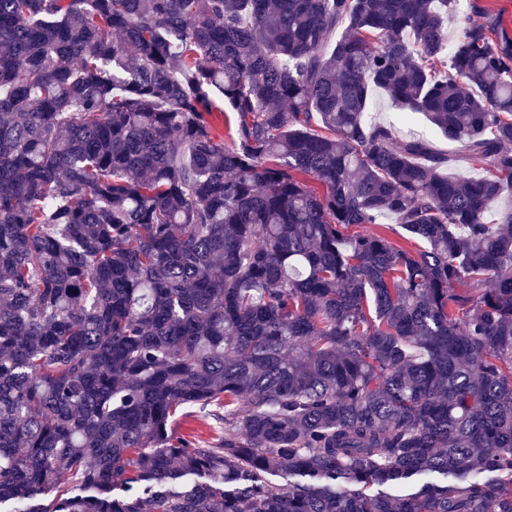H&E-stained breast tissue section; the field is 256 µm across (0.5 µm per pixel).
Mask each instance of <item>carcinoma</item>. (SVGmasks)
Returning a JSON list of instances; mask_svg holds the SVG:
<instances>
[{
  "label": "carcinoma",
  "instance_id": "obj_1",
  "mask_svg": "<svg viewBox=\"0 0 512 512\" xmlns=\"http://www.w3.org/2000/svg\"><path fill=\"white\" fill-rule=\"evenodd\" d=\"M459 2L0 0V505L512 512V38ZM371 113V116L393 125L395 135L399 140L413 137L427 138L438 150L455 151V147L448 144L447 139L445 140L439 136L424 116L404 117L392 106L388 97L381 91L373 93ZM380 225L375 224H366L369 229H375L384 233L389 239H391L394 243L402 246L408 247H418L419 245L413 241L409 242L406 239L405 231L399 226V224H395L393 219L390 217H383L378 221Z\"/></svg>",
  "mask_w": 512,
  "mask_h": 512
}]
</instances>
